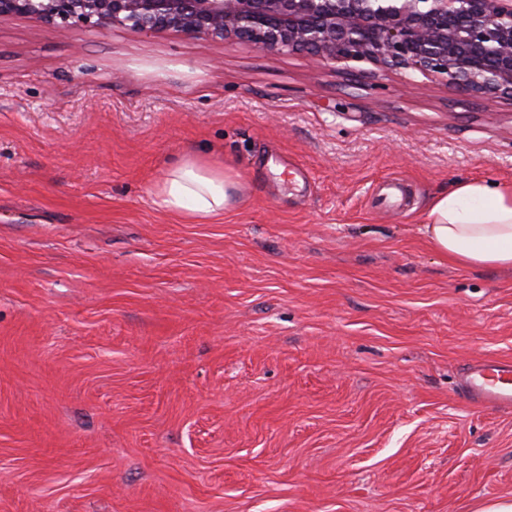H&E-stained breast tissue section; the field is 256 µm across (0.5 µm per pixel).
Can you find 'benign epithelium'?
Returning <instances> with one entry per match:
<instances>
[{
  "mask_svg": "<svg viewBox=\"0 0 512 512\" xmlns=\"http://www.w3.org/2000/svg\"><path fill=\"white\" fill-rule=\"evenodd\" d=\"M63 28L247 43L329 68L418 72L464 94L512 101V0H0V17Z\"/></svg>",
  "mask_w": 512,
  "mask_h": 512,
  "instance_id": "benign-epithelium-1",
  "label": "benign epithelium"
}]
</instances>
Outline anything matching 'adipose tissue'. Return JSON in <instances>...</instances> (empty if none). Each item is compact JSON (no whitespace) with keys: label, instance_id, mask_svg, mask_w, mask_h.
Here are the masks:
<instances>
[{"label":"adipose tissue","instance_id":"1","mask_svg":"<svg viewBox=\"0 0 512 512\" xmlns=\"http://www.w3.org/2000/svg\"><path fill=\"white\" fill-rule=\"evenodd\" d=\"M235 186L224 167L187 160L156 190L171 211L206 222L227 210ZM422 232L436 253L461 266L512 268V186L458 183L430 204Z\"/></svg>","mask_w":512,"mask_h":512}]
</instances>
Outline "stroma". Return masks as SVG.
Returning <instances> with one entry per match:
<instances>
[{
	"label": "stroma",
	"mask_w": 512,
	"mask_h": 512,
	"mask_svg": "<svg viewBox=\"0 0 512 512\" xmlns=\"http://www.w3.org/2000/svg\"><path fill=\"white\" fill-rule=\"evenodd\" d=\"M233 171L199 224L155 193ZM403 180V206L375 204ZM512 185V103L175 31L0 18V512H477L512 501V269L421 233ZM236 184V177L224 166L186 160L177 164L156 190L168 209L201 223L224 214ZM463 395L486 407H512L511 362L485 360L472 365L466 374Z\"/></svg>",
	"instance_id": "35a3bbf8"
}]
</instances>
